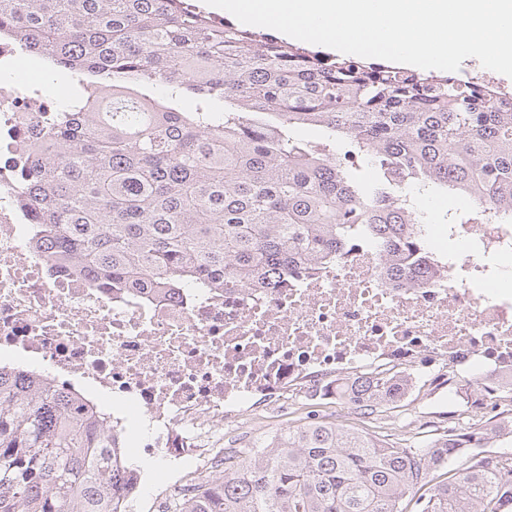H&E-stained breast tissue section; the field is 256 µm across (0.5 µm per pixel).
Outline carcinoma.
<instances>
[{
	"label": "carcinoma",
	"mask_w": 512,
	"mask_h": 512,
	"mask_svg": "<svg viewBox=\"0 0 512 512\" xmlns=\"http://www.w3.org/2000/svg\"><path fill=\"white\" fill-rule=\"evenodd\" d=\"M0 34L67 77L52 146L21 177L62 264L108 288L273 281L366 224L386 243L423 216L415 188L512 222V95L240 30L190 0H0ZM341 387L371 415L399 399ZM39 372H0V512H129L107 421ZM512 418L419 444L333 423L255 441L185 512H512ZM451 468L443 482L434 472Z\"/></svg>",
	"instance_id": "1"
}]
</instances>
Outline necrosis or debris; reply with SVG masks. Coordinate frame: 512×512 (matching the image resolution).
I'll use <instances>...</instances> for the list:
<instances>
[{
  "instance_id": "obj_1",
  "label": "necrosis or debris",
  "mask_w": 512,
  "mask_h": 512,
  "mask_svg": "<svg viewBox=\"0 0 512 512\" xmlns=\"http://www.w3.org/2000/svg\"><path fill=\"white\" fill-rule=\"evenodd\" d=\"M49 103L0 81V368L46 373L110 414L116 442L148 460L126 498L179 512L224 470V432L280 403H340L337 385L408 375L460 419L512 414V224H416L425 256L394 276L400 249L364 225L277 284L105 288L54 261L21 189ZM480 386L463 394L457 382Z\"/></svg>"
}]
</instances>
